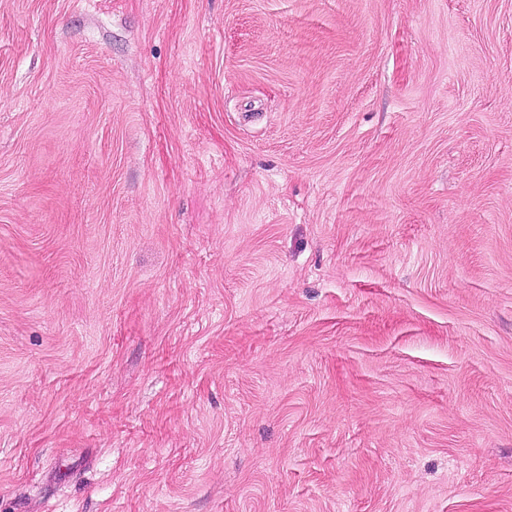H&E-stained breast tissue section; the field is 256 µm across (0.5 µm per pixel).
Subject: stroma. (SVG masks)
Masks as SVG:
<instances>
[{"mask_svg":"<svg viewBox=\"0 0 512 512\" xmlns=\"http://www.w3.org/2000/svg\"><path fill=\"white\" fill-rule=\"evenodd\" d=\"M0 512H512V0H0Z\"/></svg>","mask_w":512,"mask_h":512,"instance_id":"stroma-1","label":"stroma"}]
</instances>
